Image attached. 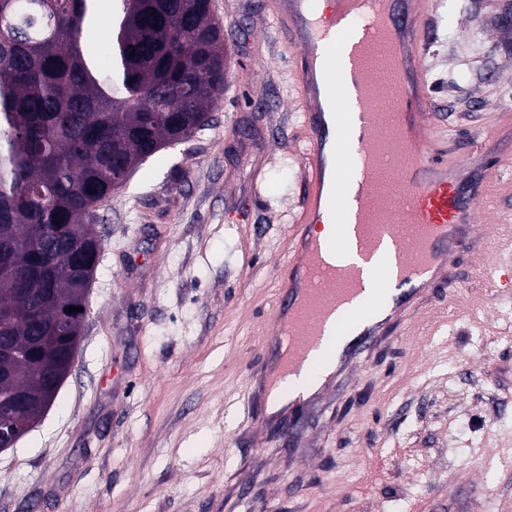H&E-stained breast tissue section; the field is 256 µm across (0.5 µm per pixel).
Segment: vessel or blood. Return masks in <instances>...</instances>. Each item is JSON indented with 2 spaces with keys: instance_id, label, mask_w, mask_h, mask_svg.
I'll list each match as a JSON object with an SVG mask.
<instances>
[{
  "instance_id": "b4317fda",
  "label": "vessel or blood",
  "mask_w": 512,
  "mask_h": 512,
  "mask_svg": "<svg viewBox=\"0 0 512 512\" xmlns=\"http://www.w3.org/2000/svg\"><path fill=\"white\" fill-rule=\"evenodd\" d=\"M277 0L275 26L301 51L307 195L278 277L271 328L254 378L257 432H292L327 389L381 345L407 333L408 315L446 304L459 258L487 250L480 209L512 171V113L454 154L430 118L421 73L430 0L385 8L367 0ZM335 227L321 237L322 222ZM403 283L393 292L392 283ZM374 288L382 312L364 309Z\"/></svg>"
}]
</instances>
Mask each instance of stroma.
<instances>
[{"mask_svg": "<svg viewBox=\"0 0 512 512\" xmlns=\"http://www.w3.org/2000/svg\"><path fill=\"white\" fill-rule=\"evenodd\" d=\"M263 2L212 0L223 97L102 207L79 348L0 453V512H512V290L488 281L505 235L460 260L450 313L413 315L342 377L307 456L284 434L246 441L242 397L306 198L296 52ZM432 3V118L463 144L512 105V28L503 0Z\"/></svg>", "mask_w": 512, "mask_h": 512, "instance_id": "35a3bbf8", "label": "stroma"}]
</instances>
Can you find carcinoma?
Wrapping results in <instances>:
<instances>
[{
  "label": "carcinoma",
  "mask_w": 512,
  "mask_h": 512,
  "mask_svg": "<svg viewBox=\"0 0 512 512\" xmlns=\"http://www.w3.org/2000/svg\"><path fill=\"white\" fill-rule=\"evenodd\" d=\"M99 0H0V392L47 394L59 367L49 328L85 284L73 257L113 183L208 123L224 94L222 34L203 0L115 2L110 41ZM162 18L157 25L153 16ZM135 56H130V53Z\"/></svg>",
  "instance_id": "cac0c4a2"
}]
</instances>
